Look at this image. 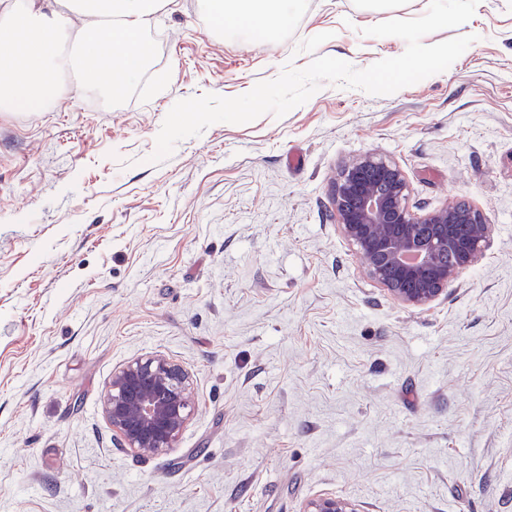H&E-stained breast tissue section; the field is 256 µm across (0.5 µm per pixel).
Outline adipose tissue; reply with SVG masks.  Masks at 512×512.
Masks as SVG:
<instances>
[{
  "label": "adipose tissue",
  "instance_id": "adipose-tissue-1",
  "mask_svg": "<svg viewBox=\"0 0 512 512\" xmlns=\"http://www.w3.org/2000/svg\"><path fill=\"white\" fill-rule=\"evenodd\" d=\"M167 0H57L46 10L37 0H13L0 9V38L13 42L6 64L15 77L8 85L11 101L20 107L40 103L56 75L60 47L71 36L73 20L100 25L98 41L83 42L78 63L83 87H90L112 64L119 77L111 83L121 95L139 76L147 48L141 32ZM294 0H207V14L267 36L287 23Z\"/></svg>",
  "mask_w": 512,
  "mask_h": 512
}]
</instances>
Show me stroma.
<instances>
[{"instance_id":"stroma-1","label":"stroma","mask_w":512,"mask_h":512,"mask_svg":"<svg viewBox=\"0 0 512 512\" xmlns=\"http://www.w3.org/2000/svg\"><path fill=\"white\" fill-rule=\"evenodd\" d=\"M301 0L274 39L170 0L150 64L111 106L0 104V512H512V0L424 37L476 40L389 95L326 83L283 117L216 123L150 157L179 100L235 97L330 56L401 55L362 28L422 16ZM371 152L417 212L465 199L482 256L422 309L365 274L330 191ZM190 371L176 449L139 457L101 414L113 370ZM299 512H359L356 506L336 495H319L307 501Z\"/></svg>"}]
</instances>
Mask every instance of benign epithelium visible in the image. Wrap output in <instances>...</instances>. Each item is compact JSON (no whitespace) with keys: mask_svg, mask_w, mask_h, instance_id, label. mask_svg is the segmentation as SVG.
Listing matches in <instances>:
<instances>
[{"mask_svg":"<svg viewBox=\"0 0 512 512\" xmlns=\"http://www.w3.org/2000/svg\"><path fill=\"white\" fill-rule=\"evenodd\" d=\"M369 171L386 191H377L366 176ZM409 191L397 164L364 153L340 172L332 205L340 232L365 259L368 277L401 304L423 308L482 255L489 224L465 201L417 213L409 206ZM459 224L473 225L469 237L458 235ZM442 253L451 261H443ZM194 409L188 371L162 353L136 357L113 370L101 399L112 437L137 456L164 455L177 447ZM299 512L359 510L344 498L319 495Z\"/></svg>","mask_w":512,"mask_h":512,"instance_id":"1","label":"benign epithelium"}]
</instances>
